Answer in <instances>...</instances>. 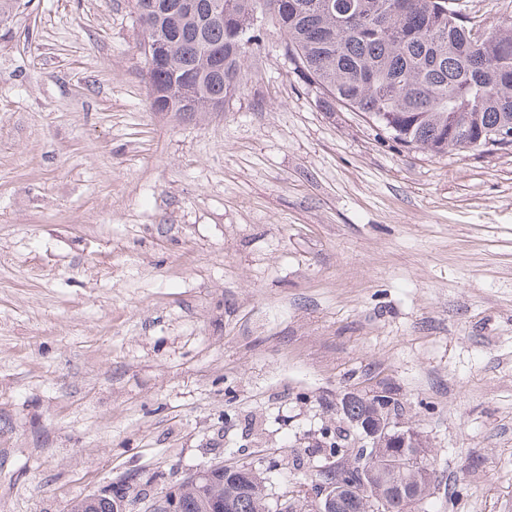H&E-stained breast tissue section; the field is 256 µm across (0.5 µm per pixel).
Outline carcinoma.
<instances>
[{
  "mask_svg": "<svg viewBox=\"0 0 512 512\" xmlns=\"http://www.w3.org/2000/svg\"><path fill=\"white\" fill-rule=\"evenodd\" d=\"M133 0L145 27L143 54L150 107L156 112H218L239 89L258 15L271 11L297 70L330 106L363 114L408 151L445 155L493 146L512 132V16L492 30L465 15L455 0ZM338 411L350 429L326 437L339 457L333 478L364 477L394 501L425 499L435 472L397 470L402 452L388 438L359 441L387 412L370 397L351 395ZM180 512H212L230 501L235 512H269L267 481L250 470L215 474L200 487L183 484ZM110 496H85L71 512H115Z\"/></svg>",
  "mask_w": 512,
  "mask_h": 512,
  "instance_id": "cac0c4a2",
  "label": "carcinoma"
}]
</instances>
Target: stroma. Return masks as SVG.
Listing matches in <instances>:
<instances>
[{
	"label": "stroma",
	"mask_w": 512,
	"mask_h": 512,
	"mask_svg": "<svg viewBox=\"0 0 512 512\" xmlns=\"http://www.w3.org/2000/svg\"><path fill=\"white\" fill-rule=\"evenodd\" d=\"M131 0L0 26V512H128L217 461L273 512L387 387L441 487L512 512V146L412 152L329 109L264 14L220 112H154ZM116 500L112 496H100L90 498L85 496L72 502L71 512H116L114 504Z\"/></svg>",
	"instance_id": "1"
}]
</instances>
